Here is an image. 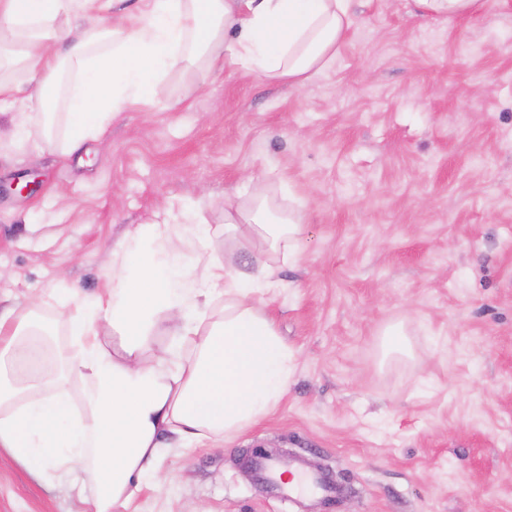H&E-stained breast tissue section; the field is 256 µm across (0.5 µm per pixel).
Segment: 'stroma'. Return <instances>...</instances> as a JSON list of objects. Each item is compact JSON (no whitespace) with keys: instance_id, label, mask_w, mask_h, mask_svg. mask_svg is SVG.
Returning a JSON list of instances; mask_svg holds the SVG:
<instances>
[{"instance_id":"35a3bbf8","label":"stroma","mask_w":512,"mask_h":512,"mask_svg":"<svg viewBox=\"0 0 512 512\" xmlns=\"http://www.w3.org/2000/svg\"><path fill=\"white\" fill-rule=\"evenodd\" d=\"M354 11L302 86L174 74L69 154L12 146L0 121L1 310L40 293L56 313L63 280L103 292L167 201L195 203L219 249L225 198L255 185L305 213L300 260L261 296L297 360L287 395L224 446L168 439L140 512H303L248 468L257 448L339 488L315 512H512V0ZM394 325L405 353L385 351ZM80 509L0 455V512ZM485 0H417L429 11L448 17H465L481 8Z\"/></svg>"}]
</instances>
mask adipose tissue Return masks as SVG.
I'll list each match as a JSON object with an SVG mask.
<instances>
[{
  "instance_id": "1",
  "label": "adipose tissue",
  "mask_w": 512,
  "mask_h": 512,
  "mask_svg": "<svg viewBox=\"0 0 512 512\" xmlns=\"http://www.w3.org/2000/svg\"><path fill=\"white\" fill-rule=\"evenodd\" d=\"M354 0H144L140 14L101 23L107 0H0V105L32 70L34 88L10 121L17 143L31 114L48 111L63 76L67 131L45 145L72 151L101 138L114 115L151 105L170 74L239 69L304 85L333 63L354 19ZM78 16L70 41L63 25ZM234 40H226L227 31ZM195 205L166 204L112 252L110 286L93 298L70 289L76 313L47 315L41 299L0 313V448L30 472L79 491L82 512H131L144 485H161V439L229 442L269 414L287 391L294 353L255 303L273 285V259L299 254L304 216L265 190L224 201V254L202 266L190 240ZM258 248L251 266L231 254ZM65 333L67 345H48ZM170 337L159 348L155 339Z\"/></svg>"
}]
</instances>
